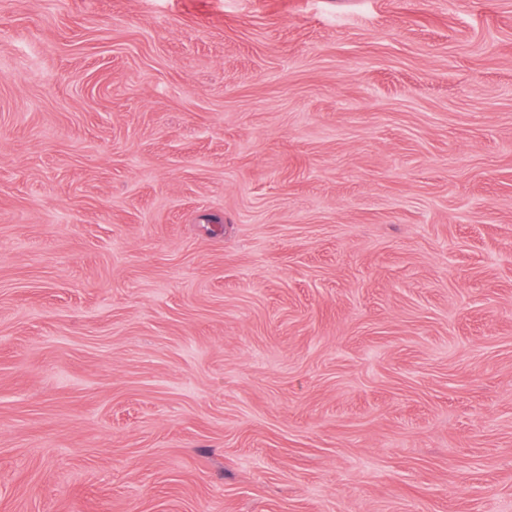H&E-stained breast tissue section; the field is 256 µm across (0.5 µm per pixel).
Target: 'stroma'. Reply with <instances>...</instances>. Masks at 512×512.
Returning a JSON list of instances; mask_svg holds the SVG:
<instances>
[{"instance_id": "obj_1", "label": "stroma", "mask_w": 512, "mask_h": 512, "mask_svg": "<svg viewBox=\"0 0 512 512\" xmlns=\"http://www.w3.org/2000/svg\"><path fill=\"white\" fill-rule=\"evenodd\" d=\"M0 512H512V0H0Z\"/></svg>"}]
</instances>
